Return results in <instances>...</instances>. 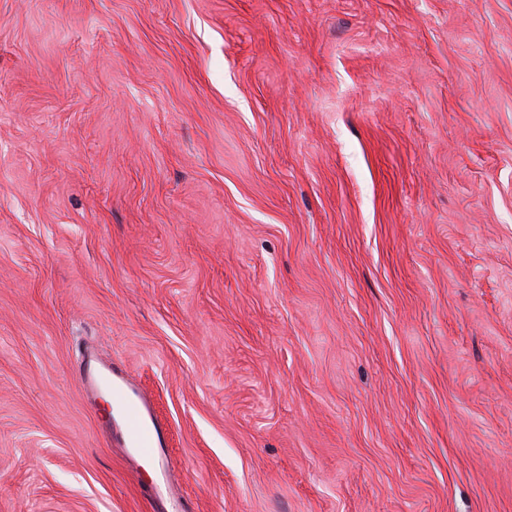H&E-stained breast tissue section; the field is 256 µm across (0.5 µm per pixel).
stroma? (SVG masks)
<instances>
[{
	"label": "stroma",
	"instance_id": "1",
	"mask_svg": "<svg viewBox=\"0 0 512 512\" xmlns=\"http://www.w3.org/2000/svg\"><path fill=\"white\" fill-rule=\"evenodd\" d=\"M512 512V0H0V512ZM78 373L87 392L94 393L104 382L120 405L121 413L113 441L125 449L131 464H136L144 456L153 457L157 460L161 477L168 484L170 468L165 451V433L163 425L152 412L147 394L135 386L127 372L119 367L99 368L87 362Z\"/></svg>",
	"mask_w": 512,
	"mask_h": 512
}]
</instances>
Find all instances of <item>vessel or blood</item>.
I'll use <instances>...</instances> for the list:
<instances>
[{"label":"vessel or blood","mask_w":512,"mask_h":512,"mask_svg":"<svg viewBox=\"0 0 512 512\" xmlns=\"http://www.w3.org/2000/svg\"><path fill=\"white\" fill-rule=\"evenodd\" d=\"M83 387L95 392L99 385H107L121 407L113 433L114 441L124 448L130 462L150 456L156 459L162 478H169L170 468L165 451V433L161 422L151 409L147 394L135 386L127 372L119 367H97L85 363L78 370Z\"/></svg>","instance_id":"1"}]
</instances>
